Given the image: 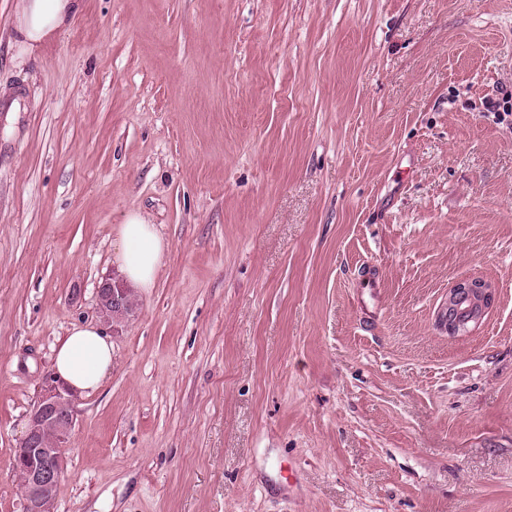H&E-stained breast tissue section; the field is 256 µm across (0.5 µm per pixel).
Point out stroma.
<instances>
[{
    "label": "stroma",
    "mask_w": 512,
    "mask_h": 512,
    "mask_svg": "<svg viewBox=\"0 0 512 512\" xmlns=\"http://www.w3.org/2000/svg\"><path fill=\"white\" fill-rule=\"evenodd\" d=\"M16 6L0 512L132 212L169 247L56 512H512V0H84L21 66ZM470 277L497 299L452 337ZM495 295L487 282L476 278L459 280L448 291L443 312V325L449 336L467 333L471 323L478 324L486 311V302L493 305Z\"/></svg>",
    "instance_id": "35a3bbf8"
}]
</instances>
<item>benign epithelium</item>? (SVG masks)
<instances>
[{"label":"benign epithelium","mask_w":512,"mask_h":512,"mask_svg":"<svg viewBox=\"0 0 512 512\" xmlns=\"http://www.w3.org/2000/svg\"><path fill=\"white\" fill-rule=\"evenodd\" d=\"M102 300L119 306L123 304L124 290L105 278L97 289V301ZM494 300V291L487 282L476 278L459 280L448 291L445 302L442 321L448 335L468 332L471 324L483 318L486 304ZM75 422L74 391L55 374H45L18 448L22 459L13 464V473L21 485L24 512H54V490L66 471L63 448L70 443ZM47 425L55 429L50 445L42 438V429Z\"/></svg>","instance_id":"1"}]
</instances>
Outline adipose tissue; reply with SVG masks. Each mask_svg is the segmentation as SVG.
Listing matches in <instances>:
<instances>
[{
	"mask_svg": "<svg viewBox=\"0 0 512 512\" xmlns=\"http://www.w3.org/2000/svg\"><path fill=\"white\" fill-rule=\"evenodd\" d=\"M82 0H19L15 43L20 55L41 48L65 30L81 11ZM119 245L112 263L131 288L154 287L167 250L166 240L138 213L128 214L117 228ZM53 370L78 393L98 390L112 371V342L103 321L75 324L59 339Z\"/></svg>",
	"mask_w": 512,
	"mask_h": 512,
	"instance_id": "ef3b65f1",
	"label": "adipose tissue"
}]
</instances>
